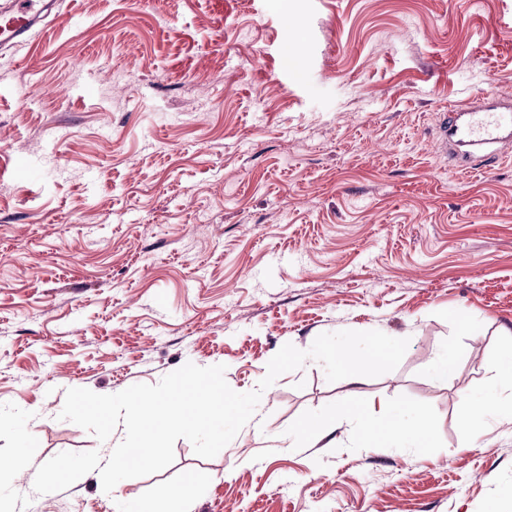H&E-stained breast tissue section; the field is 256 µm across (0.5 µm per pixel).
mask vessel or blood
I'll return each mask as SVG.
<instances>
[{
	"mask_svg": "<svg viewBox=\"0 0 512 512\" xmlns=\"http://www.w3.org/2000/svg\"><path fill=\"white\" fill-rule=\"evenodd\" d=\"M58 0H9L0 8V49L9 50L45 29ZM433 148L451 154L462 174L512 157V96L482 94L445 113Z\"/></svg>",
	"mask_w": 512,
	"mask_h": 512,
	"instance_id": "vessel-or-blood-1",
	"label": "vessel or blood"
}]
</instances>
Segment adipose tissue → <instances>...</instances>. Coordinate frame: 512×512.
Instances as JSON below:
<instances>
[{"instance_id":"adipose-tissue-1","label":"adipose tissue","mask_w":512,"mask_h":512,"mask_svg":"<svg viewBox=\"0 0 512 512\" xmlns=\"http://www.w3.org/2000/svg\"><path fill=\"white\" fill-rule=\"evenodd\" d=\"M339 417L352 423L363 443L369 444L382 437L399 434L404 424L413 428L412 442L414 445H427L433 439V431L424 420L415 418L410 405L399 404L392 411L379 417H369L365 407L358 402L344 405L338 412Z\"/></svg>"}]
</instances>
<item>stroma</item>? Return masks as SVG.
<instances>
[{
	"label": "stroma",
	"instance_id": "obj_1",
	"mask_svg": "<svg viewBox=\"0 0 512 512\" xmlns=\"http://www.w3.org/2000/svg\"><path fill=\"white\" fill-rule=\"evenodd\" d=\"M484 93L512 95V0H65L0 53V457L30 468L0 472V512H157L189 477L185 512H512V160L459 177L430 146ZM342 330L409 344L356 383L281 375L215 457L180 439L112 492L29 490L59 453H108L60 419L67 389L191 362L248 392ZM347 402L410 404L434 439L360 444ZM496 388H491L484 398L481 406L467 416L464 420V425L468 429H474L480 426L484 420L491 416L497 408V400L495 396Z\"/></svg>",
	"mask_w": 512,
	"mask_h": 512
}]
</instances>
